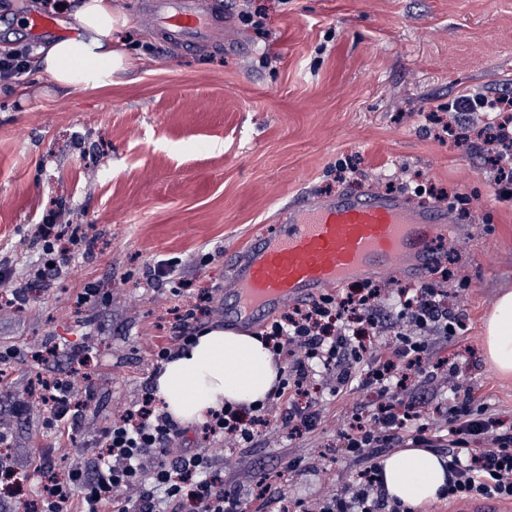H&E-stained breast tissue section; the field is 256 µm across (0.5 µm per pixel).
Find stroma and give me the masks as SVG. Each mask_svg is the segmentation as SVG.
<instances>
[{"label":"stroma","instance_id":"1","mask_svg":"<svg viewBox=\"0 0 512 512\" xmlns=\"http://www.w3.org/2000/svg\"><path fill=\"white\" fill-rule=\"evenodd\" d=\"M226 2L234 49L165 44L140 25L139 0H112L138 67L94 91L61 88L36 69L0 92V260L29 281L39 259L34 226L61 198L94 236L91 255L39 286L23 312L0 314V349L15 352L0 370V418L10 414V393L37 374L91 376L98 408L56 454L60 472L88 466L105 418L150 391L160 367L153 346L168 336L180 299L153 281L157 261L212 288L202 326H223L224 291L243 249L288 205L365 193L394 171L401 184L449 190L467 206L455 240L459 272L447 283L462 295L465 328L435 344L433 357L455 362L512 424V380L494 372L483 346L484 320L512 288V201L496 195L483 158L422 125L423 113L459 95H512V0H256L265 12L258 26L242 0ZM40 8L39 0H0V47H43L26 24ZM349 155L359 172L337 182ZM90 282L101 299L85 308L78 297ZM48 340L59 344L58 358L32 362V349ZM358 400L317 394L315 430L291 442L261 436L219 451L194 423L179 442L210 453L250 512H300L360 469L339 442L346 408ZM13 436L23 475L35 450L54 441L36 414L14 420ZM289 459L295 470L282 469Z\"/></svg>","mask_w":512,"mask_h":512}]
</instances>
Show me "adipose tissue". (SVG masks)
Here are the masks:
<instances>
[{"label": "adipose tissue", "instance_id": "1", "mask_svg": "<svg viewBox=\"0 0 512 512\" xmlns=\"http://www.w3.org/2000/svg\"><path fill=\"white\" fill-rule=\"evenodd\" d=\"M80 31L42 49L40 69L64 88L93 90L108 85L114 73L134 67L113 48L120 28L112 0H77L73 6ZM489 362L504 378L512 377V290L497 298L485 322ZM279 377V366L265 342L244 333L212 328L163 364L153 393L161 411L173 420L202 424L225 406L249 407L262 400ZM384 488L413 512L435 502L448 484L447 458L429 448H403L381 462Z\"/></svg>", "mask_w": 512, "mask_h": 512}]
</instances>
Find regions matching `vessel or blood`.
Masks as SVG:
<instances>
[{"mask_svg": "<svg viewBox=\"0 0 512 512\" xmlns=\"http://www.w3.org/2000/svg\"><path fill=\"white\" fill-rule=\"evenodd\" d=\"M139 21L169 42L195 47L233 27L230 13L203 8L201 0H145ZM457 222L446 203L415 208L404 196L376 190L291 205L281 225L247 245L236 300L224 314L249 326L288 303L378 271L420 278Z\"/></svg>", "mask_w": 512, "mask_h": 512, "instance_id": "obj_1", "label": "vessel or blood"}]
</instances>
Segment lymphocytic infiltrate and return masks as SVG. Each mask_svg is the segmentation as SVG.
<instances>
[{"instance_id": "obj_1", "label": "lymphocytic infiltrate", "mask_w": 512, "mask_h": 512, "mask_svg": "<svg viewBox=\"0 0 512 512\" xmlns=\"http://www.w3.org/2000/svg\"><path fill=\"white\" fill-rule=\"evenodd\" d=\"M34 47L19 44L0 51V90L10 91L32 68ZM488 96L464 94L449 104V112H476L489 124L502 152L495 165L500 199L512 198V129L493 124ZM58 202L56 214L37 225L41 261L35 277L50 282L71 269L85 236L57 223L68 213ZM159 280L170 281L173 295H189L187 305L174 308L170 334L155 355L167 360L196 336L200 317L211 315L213 292L195 288L193 281L175 278L158 266ZM463 324L461 312L448 301L442 284L421 283L406 302L398 291L362 281L324 293L294 306L276 318L263 335L275 357L298 352L283 368L282 387L272 399L242 410L227 406L214 412L202 428L205 438L223 440L235 433L249 442L267 434L270 411H278L282 436L295 440L315 427L317 415L303 398L314 381L330 385L342 397L349 385L371 389L376 400L353 409L345 450L363 460L356 478L333 492L318 495L303 512H409L400 500L388 498L379 480L378 459L386 451L426 444L430 421L421 413L415 389L433 383L447 390L438 415L448 423V486L443 500L495 499L512 501V426L492 416L487 400L471 389H460L456 365L434 360L435 341L450 340ZM91 382L80 383L52 374L38 375L25 395L14 397V418L39 411L46 427L63 441H74L82 420L95 403ZM181 428L158 412L152 395L99 429L91 468H74L58 475L52 453L35 454L31 466L39 477L37 497L25 500L24 481L5 449L12 440L8 423L0 421V499L22 501L26 512H246V500L224 486L205 453L174 447Z\"/></svg>"}]
</instances>
